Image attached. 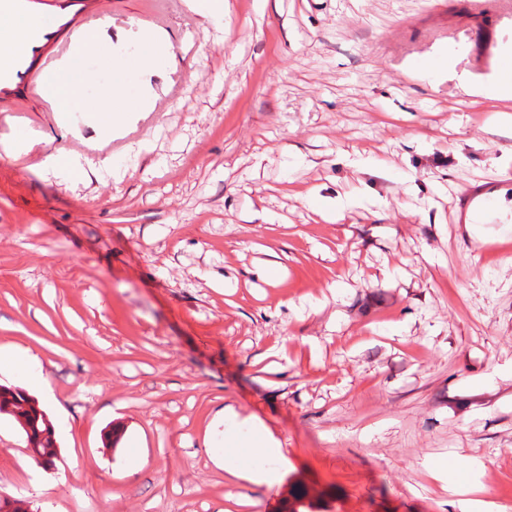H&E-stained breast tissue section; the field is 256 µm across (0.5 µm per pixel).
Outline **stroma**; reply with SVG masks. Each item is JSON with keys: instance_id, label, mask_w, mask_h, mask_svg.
Segmentation results:
<instances>
[{"instance_id": "1", "label": "stroma", "mask_w": 512, "mask_h": 512, "mask_svg": "<svg viewBox=\"0 0 512 512\" xmlns=\"http://www.w3.org/2000/svg\"><path fill=\"white\" fill-rule=\"evenodd\" d=\"M100 52L57 78L151 96L102 133L26 85L0 94V345L36 353L60 457L0 417V495L40 512H512V225L476 239L463 187L512 182V127L449 35L504 37L469 0H99ZM171 45L149 57L144 30ZM42 137L25 153L28 135ZM79 157L54 176L42 155ZM314 192L319 204L304 196ZM347 206L325 220L326 207ZM271 429V486L225 436ZM112 447H104V439ZM188 7L207 23H215L224 17L223 0H187ZM267 443H261L258 448H251L252 465L246 467L234 453H225L222 460L224 472L239 480H245L255 485L269 483L268 469L259 467L258 464L276 453L282 457L281 448H266Z\"/></svg>"}]
</instances>
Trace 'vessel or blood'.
<instances>
[{
  "instance_id": "obj_1",
  "label": "vessel or blood",
  "mask_w": 512,
  "mask_h": 512,
  "mask_svg": "<svg viewBox=\"0 0 512 512\" xmlns=\"http://www.w3.org/2000/svg\"><path fill=\"white\" fill-rule=\"evenodd\" d=\"M473 14L497 11L500 22L512 32V0H471ZM108 20L107 14L83 7L78 13L60 18L56 11L43 12L28 44L26 54H0V92H9L13 85H28L33 95L48 94L47 80L56 67L58 56L72 53L84 34ZM40 59V71H32V59ZM512 185L507 183L478 184L466 189L458 200V221L462 224H494L499 218V203Z\"/></svg>"
}]
</instances>
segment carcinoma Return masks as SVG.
<instances>
[{
	"instance_id": "obj_1",
	"label": "carcinoma",
	"mask_w": 512,
	"mask_h": 512,
	"mask_svg": "<svg viewBox=\"0 0 512 512\" xmlns=\"http://www.w3.org/2000/svg\"><path fill=\"white\" fill-rule=\"evenodd\" d=\"M15 409L23 410L27 428L21 429L25 440L37 446L35 460L43 464L53 463L59 455V445L51 441L48 435L54 434V424L39 401L19 387H0V415L12 416Z\"/></svg>"
}]
</instances>
